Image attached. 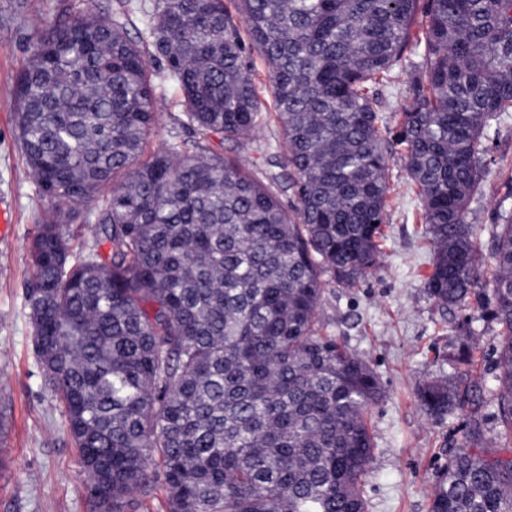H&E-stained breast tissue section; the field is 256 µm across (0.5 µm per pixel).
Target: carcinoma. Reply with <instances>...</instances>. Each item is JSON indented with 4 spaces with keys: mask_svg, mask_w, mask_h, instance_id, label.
Here are the masks:
<instances>
[{
    "mask_svg": "<svg viewBox=\"0 0 512 512\" xmlns=\"http://www.w3.org/2000/svg\"><path fill=\"white\" fill-rule=\"evenodd\" d=\"M236 2L114 0L43 30L17 80L21 152L62 204L29 247L26 303L94 512H129L157 482L167 512H367L380 382L316 324L322 274L353 284L380 262L394 144L433 244L427 293L492 307L512 435V208L487 270L467 222L488 130L512 112V0ZM397 68L409 103L391 119L379 87ZM160 82L197 138L147 157ZM270 122L264 182L212 148ZM87 202L108 251L77 255L61 225ZM417 397L473 422L430 512H512V457L482 446L472 385Z\"/></svg>",
    "mask_w": 512,
    "mask_h": 512,
    "instance_id": "cac0c4a2",
    "label": "carcinoma"
}]
</instances>
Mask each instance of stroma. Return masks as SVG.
Masks as SVG:
<instances>
[{"label": "stroma", "mask_w": 512, "mask_h": 512, "mask_svg": "<svg viewBox=\"0 0 512 512\" xmlns=\"http://www.w3.org/2000/svg\"><path fill=\"white\" fill-rule=\"evenodd\" d=\"M111 0H0V208L11 217L0 231V512H91L78 451L65 416L46 388L35 351L25 292L32 274L29 245L57 207L42 194L16 143L13 94L38 31L91 6ZM159 118L147 137V152L172 136L195 137L178 119L183 110L177 86L157 87ZM275 126L236 141H214L216 151L240 158L264 177L261 150L274 141ZM491 161L469 204L468 221L483 247H490L500 207L512 208V187L503 164L512 165V113L491 131ZM390 199L380 265L355 284L323 276L321 331L369 361L382 388L370 410L375 437L364 479L368 512H429L430 492L447 461L462 445L470 413L439 418L426 414L419 386L451 377L449 355L469 350L470 379L479 401L486 447L512 449L497 420L500 384L494 361L498 326L478 309L448 313L428 296L424 281L433 250L426 240L419 197L411 191L401 151L390 160ZM464 326L467 338L456 328Z\"/></svg>", "instance_id": "35a3bbf8"}]
</instances>
